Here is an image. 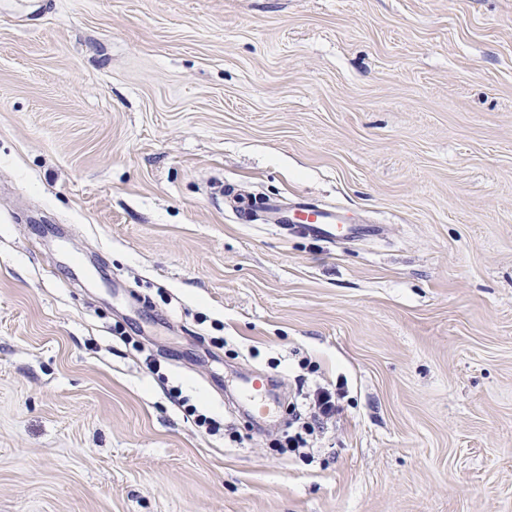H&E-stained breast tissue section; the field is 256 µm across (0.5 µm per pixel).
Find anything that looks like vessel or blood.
<instances>
[{
	"label": "vessel or blood",
	"instance_id": "obj_1",
	"mask_svg": "<svg viewBox=\"0 0 512 512\" xmlns=\"http://www.w3.org/2000/svg\"><path fill=\"white\" fill-rule=\"evenodd\" d=\"M229 198L235 204L239 220L245 224L254 222L261 214H275L284 210L290 215L292 227L327 243L380 233L379 225L351 223L344 210L330 204L318 206L303 198L289 200L281 206L267 200L256 204L239 198L234 192L230 193Z\"/></svg>",
	"mask_w": 512,
	"mask_h": 512
}]
</instances>
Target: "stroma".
<instances>
[{
	"label": "stroma",
	"instance_id": "stroma-1",
	"mask_svg": "<svg viewBox=\"0 0 512 512\" xmlns=\"http://www.w3.org/2000/svg\"><path fill=\"white\" fill-rule=\"evenodd\" d=\"M0 512H512V0H0ZM226 197L235 204L238 219L244 224H250L258 219L261 214H275L286 210L290 215L284 220L285 229L288 230V221L291 228H297L304 234H309L327 243H336L342 240H350L359 235L377 236L381 226L378 224H349L352 220L345 211L335 205L318 206L304 198H295L283 204H272L269 200L261 203H253L242 199L230 188L226 191ZM312 396V399L311 395L304 398L310 401L304 404L305 408L310 409V416L303 418V421H301L302 413L298 409V413L295 415V422L292 423V425L298 423L297 429L292 434H289L286 440L288 442L287 446L294 452H299L300 449L307 447V437L315 432L316 426L320 425L321 421L324 419L327 421L338 415L341 411L339 406V389L334 390L330 384L317 387Z\"/></svg>",
	"mask_w": 512,
	"mask_h": 512
}]
</instances>
